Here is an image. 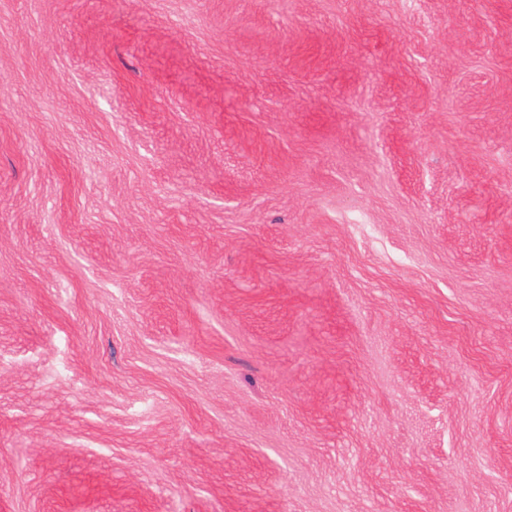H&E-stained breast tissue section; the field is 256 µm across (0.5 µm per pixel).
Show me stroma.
<instances>
[{
	"mask_svg": "<svg viewBox=\"0 0 512 512\" xmlns=\"http://www.w3.org/2000/svg\"><path fill=\"white\" fill-rule=\"evenodd\" d=\"M0 512H512V0H0Z\"/></svg>",
	"mask_w": 512,
	"mask_h": 512,
	"instance_id": "35a3bbf8",
	"label": "stroma"
}]
</instances>
